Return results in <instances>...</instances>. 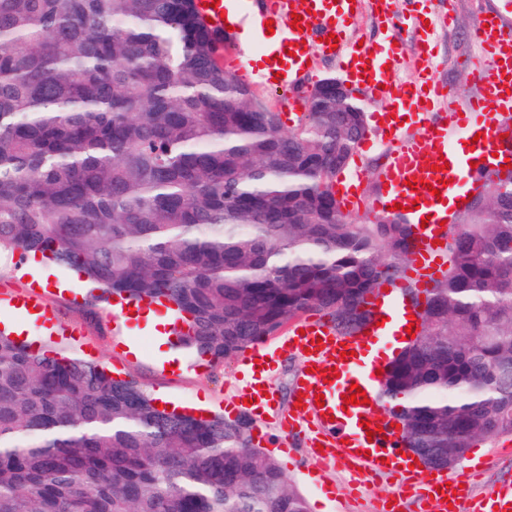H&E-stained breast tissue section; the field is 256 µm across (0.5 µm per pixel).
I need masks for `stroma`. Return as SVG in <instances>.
Here are the masks:
<instances>
[{"label": "stroma", "mask_w": 512, "mask_h": 512, "mask_svg": "<svg viewBox=\"0 0 512 512\" xmlns=\"http://www.w3.org/2000/svg\"><path fill=\"white\" fill-rule=\"evenodd\" d=\"M448 11V24L435 27L431 48L437 77L457 99L464 101L476 90L475 55L471 50L475 30L482 18L491 13L512 19V0H448ZM383 25L381 17L363 10L349 17L347 37L351 43L361 42L382 49L391 38L390 31L384 30ZM270 42L269 34L249 29L247 37L238 41L234 61L226 62L225 67L247 83L269 108L284 112L288 109L290 90L265 86L256 81L249 70L255 57L261 56ZM384 162L385 148L377 131H370L347 171L351 177L358 173L363 176L359 186L363 203L349 213L355 223L366 224L376 217L372 202L377 190V173ZM54 271L68 291L62 294L41 289L39 301L56 315L59 333L53 336L52 342L58 351L103 363L113 375L137 378L152 395L192 408L202 403L207 411L221 413L239 394L240 358L226 360L224 365L212 368L188 350L175 346L171 352L176 357V365L166 368L146 317L115 324L111 304L92 301L86 282L75 276L73 268L58 264ZM130 341L136 343L137 354L127 353L126 344ZM265 344L276 351L272 383L276 406L284 410L291 403L301 360L296 352L276 350L275 338L266 339ZM253 443L276 459L289 484L306 498L309 512H375L376 502L392 489L391 478L385 474L360 477L357 493L352 498L347 495L349 477L346 473L336 471L325 482L314 483L308 459L311 433L305 427L289 436L288 448L284 451L259 437L254 438ZM475 450L480 454L478 471L470 483L475 497H485L491 490L512 484V435L478 441Z\"/></svg>", "instance_id": "35a3bbf8"}]
</instances>
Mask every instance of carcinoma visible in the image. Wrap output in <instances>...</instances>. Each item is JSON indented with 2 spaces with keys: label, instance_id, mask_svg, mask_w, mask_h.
I'll use <instances>...</instances> for the list:
<instances>
[{
  "label": "carcinoma",
  "instance_id": "1",
  "mask_svg": "<svg viewBox=\"0 0 512 512\" xmlns=\"http://www.w3.org/2000/svg\"><path fill=\"white\" fill-rule=\"evenodd\" d=\"M197 0H0V252L166 301L211 367L301 315L369 318L410 229L340 220L369 132L311 89L297 128L224 68ZM381 406L435 468L512 434V171L483 173ZM0 512H308L249 420L167 413L134 378L0 333Z\"/></svg>",
  "mask_w": 512,
  "mask_h": 512
}]
</instances>
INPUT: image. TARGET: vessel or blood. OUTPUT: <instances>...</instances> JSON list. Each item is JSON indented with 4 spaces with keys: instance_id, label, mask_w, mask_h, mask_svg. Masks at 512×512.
<instances>
[{
    "instance_id": "1",
    "label": "vessel or blood",
    "mask_w": 512,
    "mask_h": 512,
    "mask_svg": "<svg viewBox=\"0 0 512 512\" xmlns=\"http://www.w3.org/2000/svg\"><path fill=\"white\" fill-rule=\"evenodd\" d=\"M352 5V0H266L255 23H272L283 36L277 48L265 52L260 80L280 86L301 83L312 72L310 60L320 52L341 59L354 73L359 88L372 99L387 102L377 125L386 139L388 161L379 173L380 188L373 208L384 213L397 204L408 207L417 230L406 277L423 290L442 259V225L451 219L450 204L460 203L477 188L474 163L482 162L485 169L495 171L512 164V145L504 140L505 128L499 121L501 115L512 112V24L494 16L488 18L486 26L477 28L485 54L474 64L477 90L463 104L446 85L435 82L428 64L419 68L413 83L397 85L392 71L403 58L402 46L383 53L370 52L366 47L349 52L341 46L332 47L328 35L342 40L347 37L346 21ZM231 7L240 13L248 10L246 0H219L217 7H205L204 15L210 18L212 29L225 32L223 14ZM296 14L301 20L295 28L291 22ZM404 110L414 115L421 127L419 135L401 134L399 115ZM455 132L472 139L473 147L455 151L449 143ZM401 299V283L390 284L385 291L376 290L370 308L383 322L369 324L356 336L336 334L318 317L308 316L279 339V348L298 351L303 358V369L294 384L295 392L303 396L302 405L279 418V447H286L289 431L307 423L317 446L313 453L316 466L329 462L352 475L391 474L398 481L399 492L389 496L390 505L411 494L417 496L420 512H512V487L475 499L469 488L449 479L446 473L413 466L411 458L401 452L398 431L377 424L379 362L366 360L363 347L389 335ZM15 307L36 315L44 328H52L53 317L40 305L37 295L18 297ZM242 363L249 369V379L231 409L263 416L273 390L267 374L269 351L252 348ZM331 368L336 371L332 379L326 376ZM354 383L365 391L367 403H345L344 396ZM319 394L324 397L320 403L315 400Z\"/></svg>"
}]
</instances>
